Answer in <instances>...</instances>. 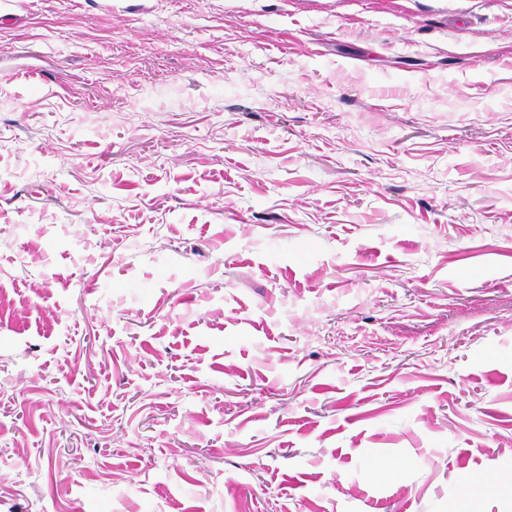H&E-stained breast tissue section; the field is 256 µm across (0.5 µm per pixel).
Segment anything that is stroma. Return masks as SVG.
I'll list each match as a JSON object with an SVG mask.
<instances>
[{"instance_id":"stroma-1","label":"stroma","mask_w":512,"mask_h":512,"mask_svg":"<svg viewBox=\"0 0 512 512\" xmlns=\"http://www.w3.org/2000/svg\"><path fill=\"white\" fill-rule=\"evenodd\" d=\"M0 512H512V0H0Z\"/></svg>"}]
</instances>
